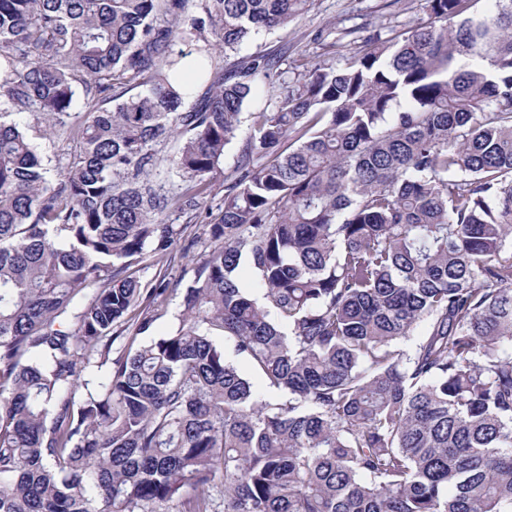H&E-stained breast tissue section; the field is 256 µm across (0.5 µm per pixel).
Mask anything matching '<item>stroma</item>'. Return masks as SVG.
<instances>
[{"mask_svg":"<svg viewBox=\"0 0 512 512\" xmlns=\"http://www.w3.org/2000/svg\"><path fill=\"white\" fill-rule=\"evenodd\" d=\"M409 10L400 13L393 0H314L313 9L288 27L263 32L228 53L227 62L256 53L283 54L285 66L314 59L330 58L345 63L354 51L362 49L366 38L379 32L402 33L424 19V0H406ZM331 26L350 27L354 33L339 44L317 40L319 31Z\"/></svg>","mask_w":512,"mask_h":512,"instance_id":"35a3bbf8","label":"stroma"}]
</instances>
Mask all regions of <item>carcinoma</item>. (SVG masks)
Returning <instances> with one entry per match:
<instances>
[{"label": "carcinoma", "mask_w": 512, "mask_h": 512, "mask_svg": "<svg viewBox=\"0 0 512 512\" xmlns=\"http://www.w3.org/2000/svg\"><path fill=\"white\" fill-rule=\"evenodd\" d=\"M471 2L284 73L217 52L313 0H0V512H512V0ZM259 76L139 344L175 289L132 267L198 246ZM16 113L73 142L56 182ZM272 94V88L268 83L257 82L253 88L252 96L243 106L242 112H244V116L247 117L252 112H260L266 108ZM242 127V132L238 135V137L233 140L231 144H229L224 152V160L221 165V168L224 174L217 173L214 174V178L211 179L213 188L212 193L207 197L205 205L207 208L204 209L203 212V220L204 222H199L198 224H206L211 221L220 211L223 205L224 198V177L228 174H231L238 165V161L240 159L241 151L243 148V144L246 138V125ZM207 216L205 218V215ZM180 245L174 248L173 254L176 255V259L171 263L168 268L167 274L168 277L171 278L172 281H179V285L176 288H180L177 294H173L167 303V313L162 318L158 319L155 322L154 331L149 335H139V336H156L162 333L171 332L173 329L177 327L178 324V314L181 310L180 304L182 300V293L184 288L191 282L194 278V268L197 262L200 259L203 250L205 249L202 246H199L196 251L191 254L189 258L181 259L179 252Z\"/></svg>", "instance_id": "obj_1"}]
</instances>
